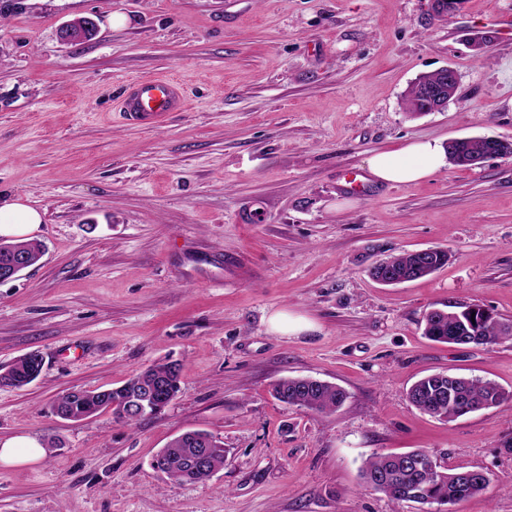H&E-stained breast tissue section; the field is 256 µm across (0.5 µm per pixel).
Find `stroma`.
Masks as SVG:
<instances>
[{"label": "stroma", "instance_id": "obj_1", "mask_svg": "<svg viewBox=\"0 0 512 512\" xmlns=\"http://www.w3.org/2000/svg\"><path fill=\"white\" fill-rule=\"evenodd\" d=\"M81 17L96 37L61 43ZM448 66L447 108L404 112L410 84ZM157 76L184 106L128 123L126 86ZM473 136L512 141V0H464L445 20L427 0H24L0 21V198L40 211L45 252L0 283V368L30 352L44 366L0 386V439L45 451L0 465V512H420L360 477L371 455L416 449L491 475L456 512H512V400L443 422L407 397L438 372L512 393V339L423 334L433 308L512 321V155L406 184L366 167ZM435 247L448 262L427 277L367 275ZM280 309L314 329L271 333ZM161 361L180 364L181 390L135 424L52 410ZM292 377L347 398L332 414L286 405L272 389ZM192 430L223 442V467L196 483L155 470Z\"/></svg>", "mask_w": 512, "mask_h": 512}]
</instances>
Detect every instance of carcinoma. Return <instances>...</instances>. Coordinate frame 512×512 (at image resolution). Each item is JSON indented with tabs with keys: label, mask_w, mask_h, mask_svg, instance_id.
<instances>
[{
	"label": "carcinoma",
	"mask_w": 512,
	"mask_h": 512,
	"mask_svg": "<svg viewBox=\"0 0 512 512\" xmlns=\"http://www.w3.org/2000/svg\"><path fill=\"white\" fill-rule=\"evenodd\" d=\"M19 254L35 264L43 254L39 242L11 241L0 244V262L11 261ZM423 267L415 266V257L408 252L395 254L381 265L367 270L374 280L381 279V271L389 268L400 280L411 281L425 277L448 263V251L433 249ZM425 335L436 342L458 344L462 336L470 344H491L512 337V322L498 320L479 306H468L454 312L432 310L425 316ZM33 369L32 355H23L0 372V385L22 388L28 384ZM180 368L176 363H158L110 389L73 390L63 395L54 409L64 419L84 420L100 409L112 407L120 412L134 395L145 397L143 408L120 419L132 424L148 413H156L155 405L164 400L171 403L179 392ZM275 398L290 406L312 412L329 414L336 411L346 399L339 387L312 378H288L273 388ZM411 403L423 413L444 421H453L464 415L498 406L512 397L490 381L470 379L448 373H435L415 382L409 389ZM200 448L209 449L207 468L194 470L189 461ZM224 443L205 431L184 433L162 449L161 472L177 481L199 482L208 479L224 466ZM366 486L387 496L396 503L414 502L421 505L442 504L452 507L469 498L484 494L492 483L490 474L482 469L448 468L434 462L423 450H414L411 456L380 454L367 459L361 469Z\"/></svg>",
	"instance_id": "cac0c4a2"
}]
</instances>
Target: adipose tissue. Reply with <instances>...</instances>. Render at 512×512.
Wrapping results in <instances>:
<instances>
[{
  "instance_id": "ef3b65f1",
  "label": "adipose tissue",
  "mask_w": 512,
  "mask_h": 512,
  "mask_svg": "<svg viewBox=\"0 0 512 512\" xmlns=\"http://www.w3.org/2000/svg\"><path fill=\"white\" fill-rule=\"evenodd\" d=\"M446 164L443 148L431 140L408 142L396 150L375 153L366 166L380 183L401 184L422 180ZM42 222L40 212L28 204L13 200L0 203V237L26 238L36 232Z\"/></svg>"
}]
</instances>
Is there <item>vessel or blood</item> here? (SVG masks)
I'll return each mask as SVG.
<instances>
[{"instance_id":"b4317fda","label":"vessel or blood","mask_w":512,"mask_h":512,"mask_svg":"<svg viewBox=\"0 0 512 512\" xmlns=\"http://www.w3.org/2000/svg\"><path fill=\"white\" fill-rule=\"evenodd\" d=\"M182 104L183 92L178 82L171 78L148 77L129 83L121 109L128 121L157 126Z\"/></svg>"}]
</instances>
